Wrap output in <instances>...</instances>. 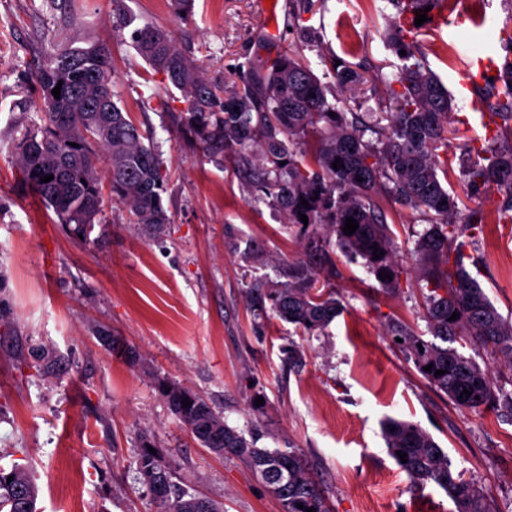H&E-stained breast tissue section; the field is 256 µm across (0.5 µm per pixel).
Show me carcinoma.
<instances>
[{"instance_id":"1","label":"carcinoma","mask_w":512,"mask_h":512,"mask_svg":"<svg viewBox=\"0 0 512 512\" xmlns=\"http://www.w3.org/2000/svg\"><path fill=\"white\" fill-rule=\"evenodd\" d=\"M413 30L398 26L394 41L407 48L389 112L350 114L329 101L325 86L299 52L249 62L239 80L218 86L192 67L162 29L144 26L130 38L137 52L181 92L185 111L180 128L208 157L248 173L262 199L281 208L290 224L324 226L338 244L366 260L374 275L399 285L400 264L383 208L376 199L382 188L394 200L429 217L430 228L416 252L424 266L423 294L428 332L425 340L411 327L392 320L389 328L407 359L423 379L458 408L496 409L497 396L488 371L462 352L475 344L501 355L512 367V323L493 305L464 266L467 251L478 244L483 214L469 209L458 222L459 196L450 193L448 138L452 99L438 77L421 64L405 39ZM340 91L348 90L352 70L330 60ZM114 68L107 47L66 48L42 64L34 75L39 91L40 122L26 128L17 144L16 165L23 179L51 207L59 223L74 236H85L102 214L103 187L98 160L105 155L112 200L129 206L132 221L156 232L170 223L160 195L167 172L152 143L123 110L113 91ZM61 86L60 98L52 90ZM506 101L491 110V119L512 120V80ZM372 119L376 141L363 140ZM497 137L469 146L474 159L462 171L466 198L497 187L511 201L500 219L512 211V147L501 149ZM342 167L335 169L333 162ZM53 179L42 183L40 179ZM362 181H357V178ZM307 200L303 206L301 200ZM306 215L308 223L301 221ZM358 222L355 233L343 232L346 219ZM384 252L374 258V250ZM316 275L299 269L293 280L267 294L274 312L304 335L323 331L343 311L335 293L317 287ZM458 313L453 320L451 315ZM432 366L426 371L424 367ZM443 370L445 374L434 375ZM158 389L171 410L207 447L249 466L273 490L282 512H330L323 491L309 476L300 448H259L260 434L229 426L198 395L165 380ZM471 395L466 397L463 390ZM189 406H182V401ZM383 434L392 457L410 485L435 484L444 490L454 512H496L487 491L452 467L448 455L418 424L387 420ZM407 454L401 462L397 452ZM137 471L158 512H222L215 502L189 493L174 481L160 454L142 447ZM12 481H7V478ZM38 489L26 466L0 467V512H37Z\"/></svg>"}]
</instances>
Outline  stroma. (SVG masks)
Instances as JSON below:
<instances>
[{
	"mask_svg": "<svg viewBox=\"0 0 512 512\" xmlns=\"http://www.w3.org/2000/svg\"><path fill=\"white\" fill-rule=\"evenodd\" d=\"M0 0V467L26 465L38 512H157L137 472L151 443L190 491L224 512H282L261 479L238 459L201 445L158 388L166 380L203 398L237 430L259 432L262 448L305 453L331 512H453L447 494L414 492L386 447V420L417 423L454 467L480 483L497 512H512V410H461L429 386L387 331L397 318L426 329V283L414 250L428 226L418 211L389 201L400 254L397 288H383L364 259L336 241L315 253L298 226L251 191L232 166L192 145L174 117L186 106L164 74L134 49L121 17L168 32L212 83L249 61L293 47L332 85L326 59L345 60L363 82L348 109L384 111L402 64L392 47L401 15L389 0H315L294 27L291 0ZM440 15L466 14L467 35L424 23L417 56L454 93L460 118L448 145L454 190L482 115L503 100L500 85L456 90L478 55L493 51L512 72V0H443ZM102 42L114 90L149 125L169 178L171 219L161 233L105 204L86 238L74 237L21 178L14 153L38 118L34 72L63 47ZM149 108H141V100ZM506 198L482 196L486 223L466 262L491 302L512 322V223L498 220ZM300 267L328 281L344 312L315 336L273 311L253 312L247 290L269 291ZM121 338L131 356L113 352ZM298 348L301 363L288 361Z\"/></svg>",
	"mask_w": 512,
	"mask_h": 512,
	"instance_id": "1",
	"label": "stroma"
}]
</instances>
